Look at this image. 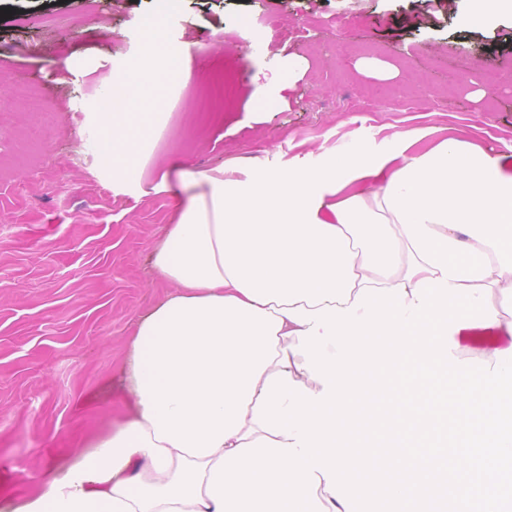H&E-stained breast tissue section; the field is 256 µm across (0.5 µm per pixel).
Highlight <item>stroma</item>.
I'll list each match as a JSON object with an SVG mask.
<instances>
[{
    "label": "stroma",
    "instance_id": "35a3bbf8",
    "mask_svg": "<svg viewBox=\"0 0 512 512\" xmlns=\"http://www.w3.org/2000/svg\"><path fill=\"white\" fill-rule=\"evenodd\" d=\"M0 18V128L24 99L40 105L43 147L0 146V488L30 492L42 449L88 451L120 422V395L88 394L120 381L134 328L169 290L150 257L192 191L178 173L252 159L277 169L297 158L393 146L433 128L512 156V19L467 28L470 0H9ZM169 11L167 35L192 45L189 111L139 186L98 171L90 101L110 69L137 57L142 22ZM96 47L94 73L68 71ZM303 60L284 108L253 121L251 71ZM493 94L477 99L479 88Z\"/></svg>",
    "mask_w": 512,
    "mask_h": 512
}]
</instances>
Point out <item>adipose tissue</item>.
Here are the masks:
<instances>
[{"mask_svg":"<svg viewBox=\"0 0 512 512\" xmlns=\"http://www.w3.org/2000/svg\"><path fill=\"white\" fill-rule=\"evenodd\" d=\"M166 27V14L147 16L140 55L94 102L99 164L113 181L141 182L152 126L171 89L191 81V46ZM300 75L289 58L275 84H254L246 111L281 109ZM429 135L278 171L242 159L243 179L221 166L181 173L196 193L151 255L175 289L134 329L127 415L76 459L48 451L42 485L20 500L1 490L0 512H216L207 481L222 455L263 436L252 417L265 379L284 371L323 389L292 352L301 325L283 309L346 308L364 286L411 290L440 277L383 200Z\"/></svg>","mask_w":512,"mask_h":512,"instance_id":"ef3b65f1","label":"adipose tissue"}]
</instances>
